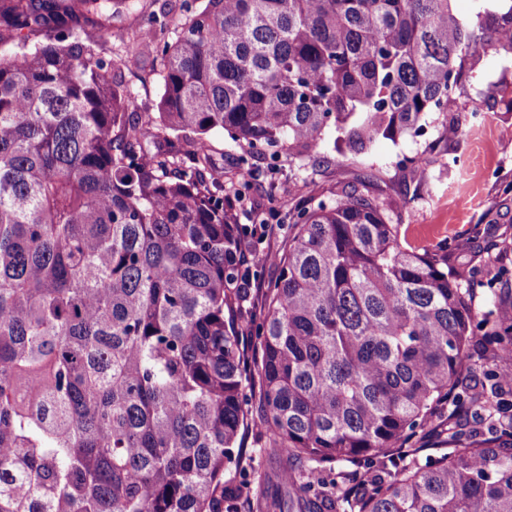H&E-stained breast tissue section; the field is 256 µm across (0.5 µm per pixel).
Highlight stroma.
Listing matches in <instances>:
<instances>
[{"mask_svg":"<svg viewBox=\"0 0 512 512\" xmlns=\"http://www.w3.org/2000/svg\"><path fill=\"white\" fill-rule=\"evenodd\" d=\"M142 65L121 66L116 74L132 95V111L153 112L160 95L158 82H141ZM512 99V56L490 54L471 73L467 88L458 95L447 115L431 114L425 126L427 135L398 140H378L363 163L356 164L342 155L341 144H328L325 159L316 169L304 172L305 195L293 190V173L287 162L271 164L267 155L257 152L250 160L255 168L271 169L270 179L252 183L247 191L251 214L264 218L269 233L263 249L281 250L288 235L284 214L300 205L304 196L341 193L356 183L364 169L375 170L369 191L386 208L393 223L399 224L408 241L430 247L446 240L463 246L460 260L471 272L475 287L505 268L502 285L512 287V141L503 140L505 129H512V112L506 108ZM480 106L485 127L477 133L462 132L454 139L444 134L443 120H456ZM429 149L433 159L425 171L404 168L405 159L420 149ZM412 203L400 207L403 195Z\"/></svg>","mask_w":512,"mask_h":512,"instance_id":"35a3bbf8","label":"stroma"}]
</instances>
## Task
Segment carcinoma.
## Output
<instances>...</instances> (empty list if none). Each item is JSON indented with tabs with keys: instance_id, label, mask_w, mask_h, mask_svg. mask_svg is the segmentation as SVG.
Listing matches in <instances>:
<instances>
[{
	"instance_id": "1",
	"label": "carcinoma",
	"mask_w": 512,
	"mask_h": 512,
	"mask_svg": "<svg viewBox=\"0 0 512 512\" xmlns=\"http://www.w3.org/2000/svg\"><path fill=\"white\" fill-rule=\"evenodd\" d=\"M119 5L0 0V512H235L255 397L271 440L250 455L283 463L305 512H512L500 291L479 306L458 246L418 250L351 185L288 210L250 317L227 205L250 163L213 179L208 140L300 173L333 136L360 162L512 55V0L471 24L452 0H164L123 41L160 61L144 115L100 55L112 31L88 26ZM295 460L379 467L323 490Z\"/></svg>"
}]
</instances>
